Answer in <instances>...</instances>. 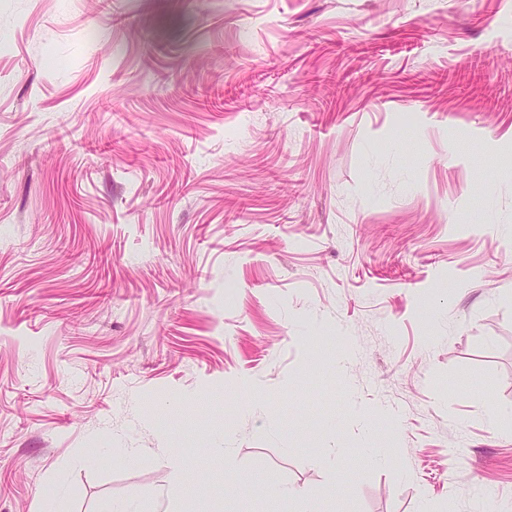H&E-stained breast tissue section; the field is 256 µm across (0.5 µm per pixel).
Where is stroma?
<instances>
[{
    "label": "stroma",
    "instance_id": "35a3bbf8",
    "mask_svg": "<svg viewBox=\"0 0 512 512\" xmlns=\"http://www.w3.org/2000/svg\"><path fill=\"white\" fill-rule=\"evenodd\" d=\"M511 226L512 0H0V512H512Z\"/></svg>",
    "mask_w": 512,
    "mask_h": 512
}]
</instances>
